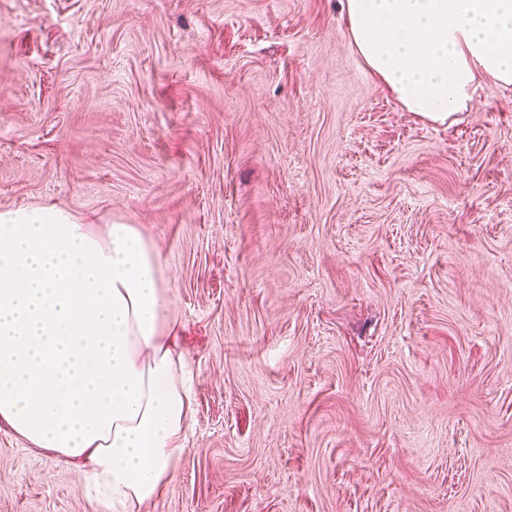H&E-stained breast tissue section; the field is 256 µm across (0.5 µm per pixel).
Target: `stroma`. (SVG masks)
<instances>
[{"label": "stroma", "mask_w": 512, "mask_h": 512, "mask_svg": "<svg viewBox=\"0 0 512 512\" xmlns=\"http://www.w3.org/2000/svg\"><path fill=\"white\" fill-rule=\"evenodd\" d=\"M138 225L193 371L139 512H512V86L446 123L340 0H0V209ZM0 512H107L0 425Z\"/></svg>", "instance_id": "1"}]
</instances>
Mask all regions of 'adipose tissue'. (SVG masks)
Segmentation results:
<instances>
[{
	"instance_id": "1",
	"label": "adipose tissue",
	"mask_w": 512,
	"mask_h": 512,
	"mask_svg": "<svg viewBox=\"0 0 512 512\" xmlns=\"http://www.w3.org/2000/svg\"><path fill=\"white\" fill-rule=\"evenodd\" d=\"M350 42L410 112L446 121L512 85V0H343ZM160 253L135 224L0 209V422L75 465L108 512L174 479L194 412Z\"/></svg>"
}]
</instances>
